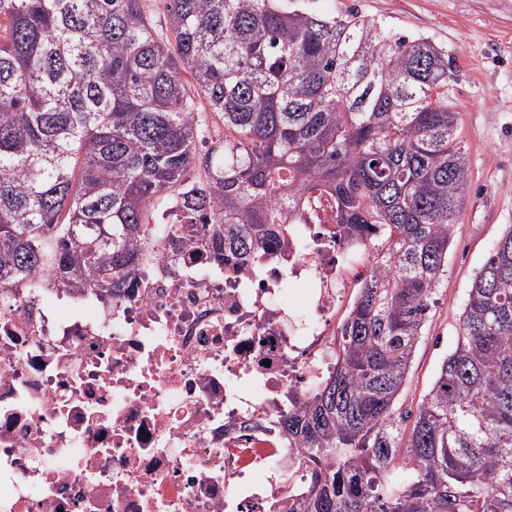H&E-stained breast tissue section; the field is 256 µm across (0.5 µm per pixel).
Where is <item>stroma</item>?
Returning <instances> with one entry per match:
<instances>
[{
	"mask_svg": "<svg viewBox=\"0 0 512 512\" xmlns=\"http://www.w3.org/2000/svg\"><path fill=\"white\" fill-rule=\"evenodd\" d=\"M323 14L353 12L400 36H425L450 58L448 101L458 112L470 182L401 403L412 410L453 347L473 274L512 225V0H311Z\"/></svg>",
	"mask_w": 512,
	"mask_h": 512,
	"instance_id": "stroma-1",
	"label": "stroma"
}]
</instances>
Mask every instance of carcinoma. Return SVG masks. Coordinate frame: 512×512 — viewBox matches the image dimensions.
<instances>
[{
  "label": "carcinoma",
  "mask_w": 512,
  "mask_h": 512,
  "mask_svg": "<svg viewBox=\"0 0 512 512\" xmlns=\"http://www.w3.org/2000/svg\"><path fill=\"white\" fill-rule=\"evenodd\" d=\"M302 2L169 0L159 28L143 0H0V283L122 288L153 202L189 190L250 258L326 198L382 245L332 375L278 422L312 463L288 512H512V225L399 406L470 179L448 53Z\"/></svg>",
  "instance_id": "cac0c4a2"
}]
</instances>
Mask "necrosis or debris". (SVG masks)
<instances>
[{"label":"necrosis or debris","mask_w":512,"mask_h":512,"mask_svg":"<svg viewBox=\"0 0 512 512\" xmlns=\"http://www.w3.org/2000/svg\"><path fill=\"white\" fill-rule=\"evenodd\" d=\"M185 206L115 294L0 284V512H286L306 482L273 424L333 371L372 238L328 220L221 257L201 225L164 232Z\"/></svg>","instance_id":"necrosis-or-debris-1"}]
</instances>
